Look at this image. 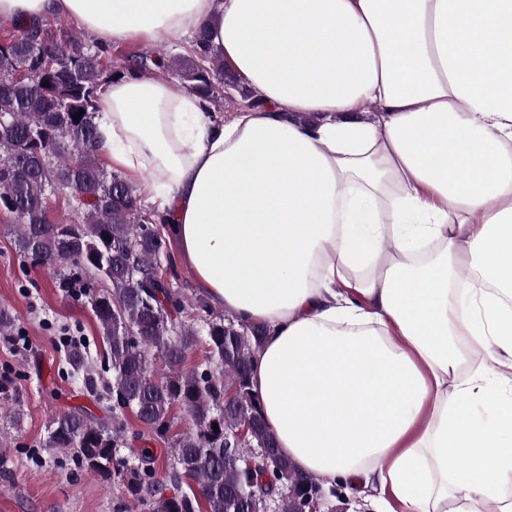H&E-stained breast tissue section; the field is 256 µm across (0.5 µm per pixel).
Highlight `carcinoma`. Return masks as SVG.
Here are the masks:
<instances>
[{"label":"carcinoma","instance_id":"carcinoma-1","mask_svg":"<svg viewBox=\"0 0 512 512\" xmlns=\"http://www.w3.org/2000/svg\"><path fill=\"white\" fill-rule=\"evenodd\" d=\"M58 26L46 19L0 23V213L17 224L22 258L70 268L59 287L74 285L89 298L112 365V422L82 408L55 414L45 447L74 454L106 481L122 478L121 493L148 512H266L275 495L277 512H302V486L321 487L277 448L251 388L265 328L217 315L202 298L187 302L175 271L162 278V259L173 263L166 225L97 153L99 94L121 73L173 70L214 105L227 88L245 101L250 92L212 56L205 28L189 55L134 51L108 67L106 49ZM61 181L72 194L70 215L52 223L47 199ZM198 345L204 361L189 368V351ZM68 347L73 370L97 391L85 351L72 341ZM178 407L193 428L173 436ZM128 408L151 437L170 445L176 469L168 484L157 480L150 449L136 447L143 436L127 435ZM246 423L250 432L236 439ZM265 450L268 467H250L247 457ZM284 485L288 493L281 494Z\"/></svg>","mask_w":512,"mask_h":512}]
</instances>
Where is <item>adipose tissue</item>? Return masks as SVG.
<instances>
[{
  "instance_id": "ef3b65f1",
  "label": "adipose tissue",
  "mask_w": 512,
  "mask_h": 512,
  "mask_svg": "<svg viewBox=\"0 0 512 512\" xmlns=\"http://www.w3.org/2000/svg\"><path fill=\"white\" fill-rule=\"evenodd\" d=\"M17 18L209 27L256 106L218 123L145 70L101 94L97 151L264 326L281 452L377 512H512V0H0Z\"/></svg>"
}]
</instances>
